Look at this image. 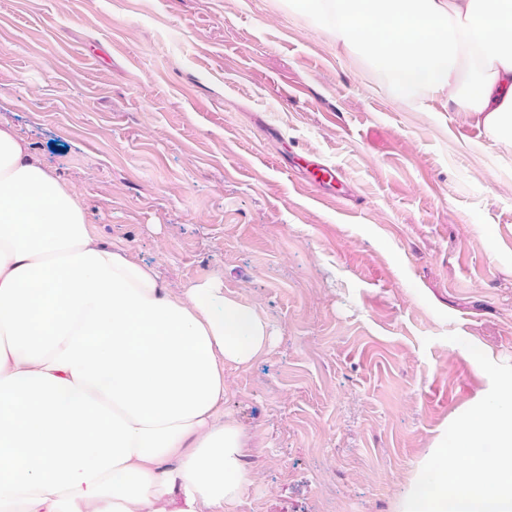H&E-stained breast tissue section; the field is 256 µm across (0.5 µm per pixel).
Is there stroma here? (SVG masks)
I'll list each match as a JSON object with an SVG mask.
<instances>
[{
	"instance_id": "1",
	"label": "stroma",
	"mask_w": 512,
	"mask_h": 512,
	"mask_svg": "<svg viewBox=\"0 0 512 512\" xmlns=\"http://www.w3.org/2000/svg\"><path fill=\"white\" fill-rule=\"evenodd\" d=\"M0 124L105 243L271 326L224 373L237 512H397L490 388L469 346L512 363V146L274 0H0Z\"/></svg>"
}]
</instances>
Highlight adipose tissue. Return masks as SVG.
<instances>
[{"mask_svg":"<svg viewBox=\"0 0 512 512\" xmlns=\"http://www.w3.org/2000/svg\"><path fill=\"white\" fill-rule=\"evenodd\" d=\"M395 96L512 144V0H278ZM273 332L220 280L172 294L0 126V512H235L253 476L224 372Z\"/></svg>","mask_w":512,"mask_h":512,"instance_id":"obj_1","label":"adipose tissue"}]
</instances>
